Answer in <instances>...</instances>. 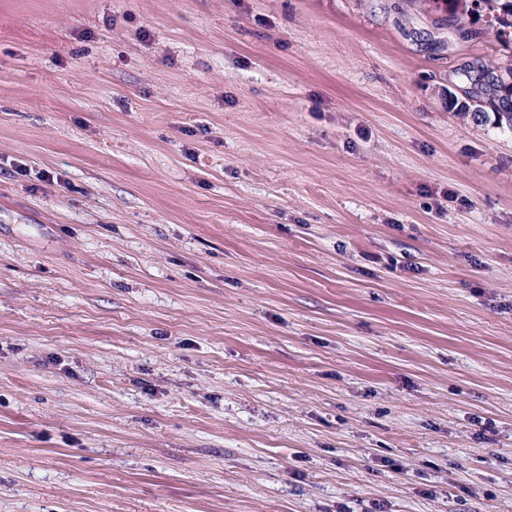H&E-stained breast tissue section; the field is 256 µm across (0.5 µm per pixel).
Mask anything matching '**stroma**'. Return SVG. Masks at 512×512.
<instances>
[{
    "label": "stroma",
    "mask_w": 512,
    "mask_h": 512,
    "mask_svg": "<svg viewBox=\"0 0 512 512\" xmlns=\"http://www.w3.org/2000/svg\"><path fill=\"white\" fill-rule=\"evenodd\" d=\"M446 0H0V512H512L499 26Z\"/></svg>",
    "instance_id": "stroma-1"
}]
</instances>
